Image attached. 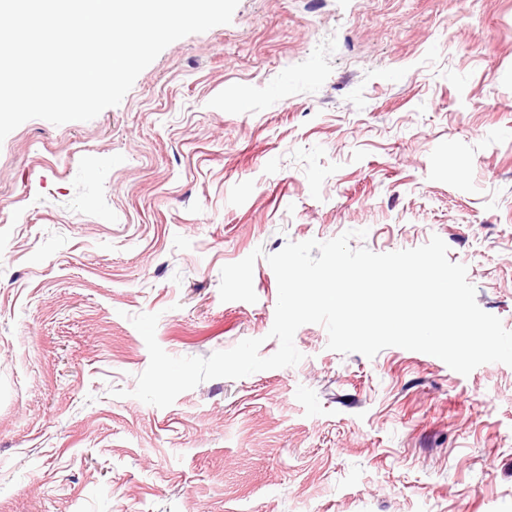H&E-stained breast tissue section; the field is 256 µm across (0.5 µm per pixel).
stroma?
<instances>
[{
    "label": "stroma",
    "mask_w": 512,
    "mask_h": 512,
    "mask_svg": "<svg viewBox=\"0 0 512 512\" xmlns=\"http://www.w3.org/2000/svg\"><path fill=\"white\" fill-rule=\"evenodd\" d=\"M439 236L512 331V0H239L87 122L0 142V512H512V366L461 375L295 333L293 367L166 408L130 321L207 357L261 356L266 261ZM263 249L256 302L220 270Z\"/></svg>",
    "instance_id": "obj_1"
}]
</instances>
